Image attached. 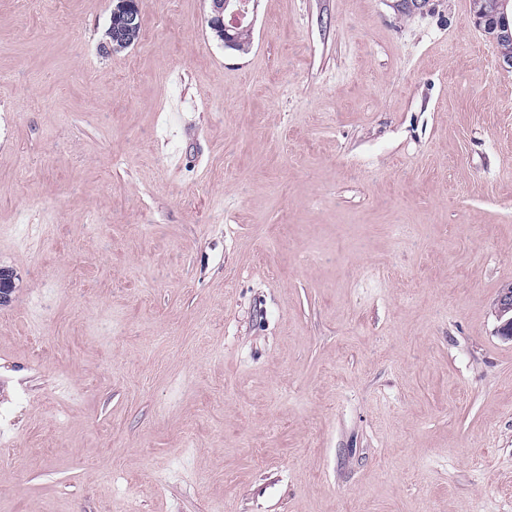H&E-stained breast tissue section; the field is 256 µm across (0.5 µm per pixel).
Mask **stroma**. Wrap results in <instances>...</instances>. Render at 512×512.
<instances>
[{"mask_svg": "<svg viewBox=\"0 0 512 512\" xmlns=\"http://www.w3.org/2000/svg\"><path fill=\"white\" fill-rule=\"evenodd\" d=\"M0 0V512H512V72L471 0ZM145 2L142 0H113L112 14L116 17L109 18L112 26L108 47L113 53L121 52L137 43L140 39L142 28V15ZM210 14L207 22L209 28L224 45V50H235L238 46L240 53H247L252 45L253 19L250 17V4L257 0H208ZM249 30V31H248ZM251 32V33H250ZM493 312L497 322L495 333L504 340L512 341V284L506 282L498 289L493 303Z\"/></svg>", "mask_w": 512, "mask_h": 512, "instance_id": "stroma-1", "label": "stroma"}]
</instances>
